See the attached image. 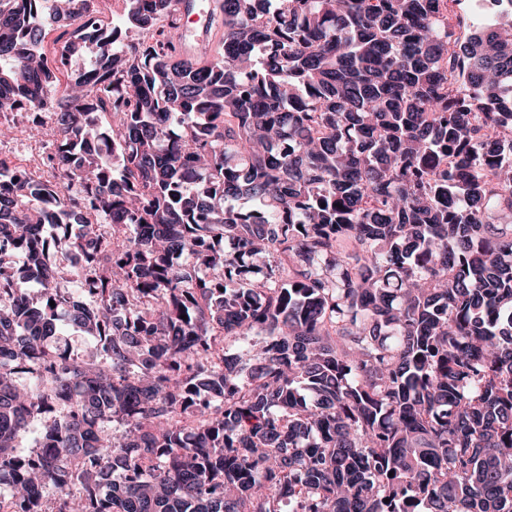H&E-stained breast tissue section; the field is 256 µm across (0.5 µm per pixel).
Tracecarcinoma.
<instances>
[{
    "instance_id": "cac0c4a2",
    "label": "carcinoma",
    "mask_w": 512,
    "mask_h": 512,
    "mask_svg": "<svg viewBox=\"0 0 512 512\" xmlns=\"http://www.w3.org/2000/svg\"><path fill=\"white\" fill-rule=\"evenodd\" d=\"M95 2L0 0L57 173L0 168V512H512V10L223 0L192 64L180 0Z\"/></svg>"
}]
</instances>
